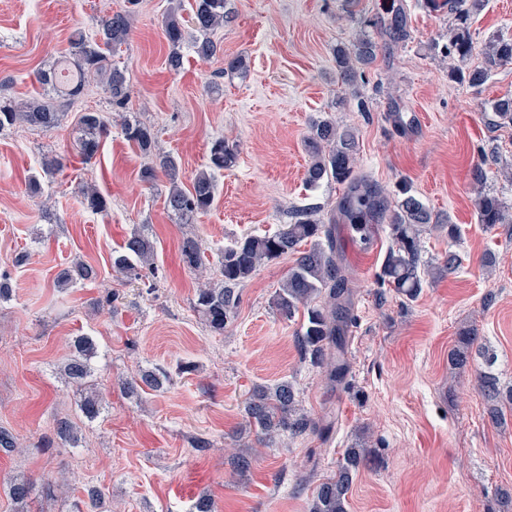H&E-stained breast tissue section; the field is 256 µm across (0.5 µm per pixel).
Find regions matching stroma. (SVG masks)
I'll return each instance as SVG.
<instances>
[{
    "instance_id": "stroma-1",
    "label": "stroma",
    "mask_w": 512,
    "mask_h": 512,
    "mask_svg": "<svg viewBox=\"0 0 512 512\" xmlns=\"http://www.w3.org/2000/svg\"><path fill=\"white\" fill-rule=\"evenodd\" d=\"M124 6L0 0V96L28 99L39 88L37 72L68 54L75 33L93 38L97 20ZM170 6L139 0L132 35L113 55L126 71L125 107H113L94 79L82 98L62 102L57 127L0 131V273L13 289L0 302V430L15 443L0 447V512H16L6 485L20 477L35 485L28 512H86L92 486L110 512H191L203 495L215 512H310L317 479L351 447L365 449L369 462L353 479L348 512H512V410L493 423L476 382L488 371L501 388L512 387V223L488 232L476 219L481 191L512 208V126L494 125L489 110L512 94V65L494 69L480 87L450 79L459 65L447 52L455 16L429 0H228L234 20L216 34L223 55L201 60L188 41L184 66L173 71L163 34ZM470 22L484 48L512 32V0H485ZM362 35L376 42L377 59L348 86L334 49ZM239 55L248 64L243 74L226 68ZM87 111L108 125L88 161L74 147ZM318 117L355 131L358 170L388 201L408 183L457 225L453 239L437 225L421 236L424 264L451 250L461 256L454 274L427 278L410 301L378 282L391 244L387 222L362 243L337 217L342 186L305 183L304 140ZM134 119L152 126L156 153L177 159L185 188L205 168L212 139L233 146L236 163L216 172L210 211L184 223L165 205L168 180H141L150 158L124 135ZM494 148L499 157L475 186L471 169ZM53 158L61 166L45 174ZM32 176L42 185L36 196ZM86 184L108 199V214L89 208ZM316 206L336 219L353 292L348 373L337 387L296 347L302 314L286 317L273 304L292 257L262 265L242 286L237 316L218 335L193 309L202 278L179 254L183 237L197 235L214 270L225 246ZM135 232L155 245L149 284L112 267ZM487 253L490 268L481 262ZM78 260L95 266L96 280L58 290V271ZM465 330L477 340L456 366L449 354ZM79 336L97 345L92 382L105 410L91 422L58 371ZM153 367L169 374L162 389L123 391L122 381ZM283 381L325 432L257 445L244 431V402L253 386ZM61 419L81 426L78 447L57 437ZM240 455L251 461L243 477L234 471ZM49 480L60 486L47 497L41 487Z\"/></svg>"
}]
</instances>
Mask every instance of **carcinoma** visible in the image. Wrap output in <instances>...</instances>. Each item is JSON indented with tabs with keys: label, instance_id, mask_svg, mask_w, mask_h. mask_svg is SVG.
I'll return each instance as SVG.
<instances>
[{
	"label": "carcinoma",
	"instance_id": "carcinoma-1",
	"mask_svg": "<svg viewBox=\"0 0 512 512\" xmlns=\"http://www.w3.org/2000/svg\"><path fill=\"white\" fill-rule=\"evenodd\" d=\"M137 0H127L124 10L111 12L99 20L96 38L88 40L79 33L71 41L70 55L57 61L49 69L38 74V81L47 91H54L77 99L86 87L87 79L99 76L104 80L111 101L123 106L128 100V84L123 69L113 65L112 54L126 44L131 34L130 16ZM228 0H193L188 18L179 16L182 3L172 7L164 21V37L170 51L166 58L169 69L178 71L183 66L181 47L185 40V23H190L198 33L194 48L203 60L224 54L221 42L212 34L215 29L232 22ZM484 0H471V8L459 13L457 23L450 30L448 53L460 61L468 60L475 49L470 31V13L481 10ZM485 63L466 71L458 70L450 77L467 82L473 87L486 83L492 70L512 64V37L496 36L484 49ZM334 57L343 80L352 84L358 70L372 65L377 57V44L368 37H361L352 45L336 46ZM499 125L512 124V96L496 99L491 106ZM58 104L41 96L25 102L0 98V130L7 126L23 124L33 128H53L62 120ZM80 136L76 147L83 159L93 158L100 149V139L107 130L106 121L99 112H83L79 120ZM127 140L141 152L152 153L155 135L151 126L140 121L124 127ZM310 157L306 181L317 187L323 181L332 180L345 189L340 211L359 238L366 239L372 223L388 220L392 244L381 265L378 279L397 294L412 300L423 288L424 270L421 268L423 228L437 223L433 212L407 185L399 187L395 206L388 205L386 198L375 185L363 180L357 173L356 156L359 144L350 129L339 130L328 119L314 120L310 134L305 139ZM236 152L222 138L210 142L208 169L198 172L187 190L178 185L179 165L171 155H158L153 164L141 170V179L154 182L164 175L171 188L166 206L171 212L189 223L198 214L211 209L216 199L215 172L234 165ZM477 223L492 231L509 220V210L497 196L478 193L476 201ZM154 255V243L140 233L127 238L122 250L113 257V267L130 279H141L143 269L150 268ZM294 256L293 265L274 296V305L280 313L290 317L304 309L305 322L297 337L301 355L310 362L327 368L330 381L340 382L345 368L328 358L332 349L340 348L344 326L350 319L348 279L337 262L336 238L333 228L318 217V210L309 208L292 224L280 227L262 236L246 235L224 248L219 260L218 283H211L198 290L193 308L209 329L217 334L233 320L239 304L238 288L250 280L259 268L283 256ZM180 260L190 270L205 266V254L199 240L193 235L183 238ZM97 278L95 268L84 262L62 270L56 282L67 288L78 280L92 281ZM97 346L89 336L77 337L71 354L65 359L61 371L69 382L84 388L80 401L83 416L92 421L100 415L101 401L89 379L93 376L91 360ZM169 380L166 372L152 368L142 371L138 377L123 381V390L131 395L147 387L158 390ZM478 389L489 402L506 400L512 404V388L503 392L497 378L479 373ZM246 427L255 432L257 440L266 442L273 434L286 431L293 435L309 430L322 432L297 408L294 388L287 382L257 388L244 406ZM365 455L358 448L347 451L336 473L322 479L314 488L310 512H347L346 496L353 476L364 463ZM32 492L27 480H13L8 494L17 505V512H24Z\"/></svg>",
	"mask_w": 512,
	"mask_h": 512
}]
</instances>
